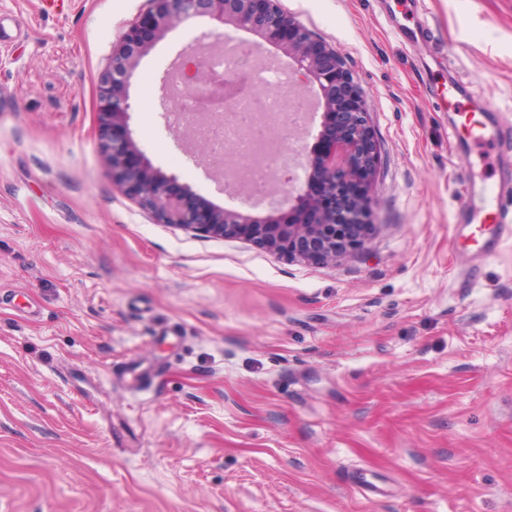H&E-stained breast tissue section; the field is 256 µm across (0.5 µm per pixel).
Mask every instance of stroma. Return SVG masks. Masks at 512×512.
<instances>
[{
    "mask_svg": "<svg viewBox=\"0 0 512 512\" xmlns=\"http://www.w3.org/2000/svg\"><path fill=\"white\" fill-rule=\"evenodd\" d=\"M280 5L379 146L372 229L328 263L155 223L113 185L96 85L147 0H0V512H512V239L465 267L472 148L436 103L463 79L512 127V0ZM206 28L143 58L130 125L245 210L162 112Z\"/></svg>",
    "mask_w": 512,
    "mask_h": 512,
    "instance_id": "obj_1",
    "label": "stroma"
}]
</instances>
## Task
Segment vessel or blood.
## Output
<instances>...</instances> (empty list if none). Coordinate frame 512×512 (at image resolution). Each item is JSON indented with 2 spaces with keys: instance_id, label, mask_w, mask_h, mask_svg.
Returning a JSON list of instances; mask_svg holds the SVG:
<instances>
[{
  "instance_id": "vessel-or-blood-1",
  "label": "vessel or blood",
  "mask_w": 512,
  "mask_h": 512,
  "mask_svg": "<svg viewBox=\"0 0 512 512\" xmlns=\"http://www.w3.org/2000/svg\"><path fill=\"white\" fill-rule=\"evenodd\" d=\"M443 109L452 111L456 120L451 137H465L484 146H497L501 140L499 128L485 121V113L494 111L492 101H485L482 113L467 110L455 92L441 94ZM504 188L501 183L487 181L481 170L470 169L458 193L459 204L467 215L466 223L457 225V233L474 244L468 264H479L492 256L503 239L512 237V215L503 209Z\"/></svg>"
}]
</instances>
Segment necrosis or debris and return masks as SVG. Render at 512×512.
<instances>
[{"label": "necrosis or debris", "mask_w": 512, "mask_h": 512, "mask_svg": "<svg viewBox=\"0 0 512 512\" xmlns=\"http://www.w3.org/2000/svg\"><path fill=\"white\" fill-rule=\"evenodd\" d=\"M210 71L235 75L225 86L230 108L220 123L204 119L203 99L179 97L169 120L172 127L191 130L210 154L232 153V166L258 195L270 189L275 163H288L282 146L287 129L304 126L306 112L292 96L293 79L287 69L250 68L234 39L224 41L221 50L208 53Z\"/></svg>", "instance_id": "4bbe7bcc"}]
</instances>
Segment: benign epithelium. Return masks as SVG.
<instances>
[{
  "instance_id": "1",
  "label": "benign epithelium",
  "mask_w": 512,
  "mask_h": 512,
  "mask_svg": "<svg viewBox=\"0 0 512 512\" xmlns=\"http://www.w3.org/2000/svg\"><path fill=\"white\" fill-rule=\"evenodd\" d=\"M195 18L207 20L211 28L162 76L163 112L173 105L168 91L175 84L189 94L203 89L214 94L224 85L204 70L203 50L224 40V26L230 25L258 37L241 44L252 66L271 64V47L288 59L300 94L312 93L309 111L320 113L313 144L305 146L311 163L305 187L279 183L278 199L264 216L215 204L191 206V189L179 185L177 175L154 166L130 130V85L142 58L178 24ZM97 99L101 149L112 183L156 222L221 238L236 236L247 226L265 248L307 261H334L362 245L378 166L363 96L336 50L285 12L279 0H149L148 12L112 46L111 64L98 79ZM344 184L355 191L339 192Z\"/></svg>"
}]
</instances>
